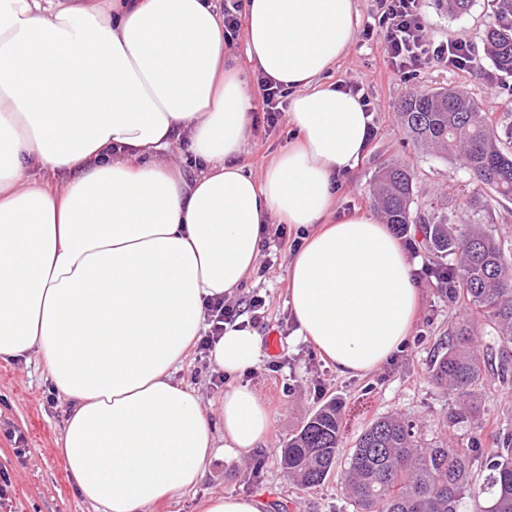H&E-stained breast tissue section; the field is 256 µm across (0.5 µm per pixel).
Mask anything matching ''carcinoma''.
<instances>
[{"mask_svg": "<svg viewBox=\"0 0 512 512\" xmlns=\"http://www.w3.org/2000/svg\"><path fill=\"white\" fill-rule=\"evenodd\" d=\"M485 42L498 71L512 74V21L491 23ZM399 121L407 138L455 162L469 175L464 194L471 221L453 224L448 216H420L413 167L392 159L379 167L373 196L386 223L400 233L416 225L418 246L433 256L437 271L448 273V301L463 299L492 325L504 345L512 344V241L501 240L487 224L491 202L512 196V151L498 145L497 124L468 93L435 89L401 102ZM486 361L465 324L448 337L446 352L432 367L433 380L457 391L458 407L446 417L445 428L474 419L477 395L486 389ZM499 382L512 383V356L501 355ZM336 403L321 406L282 449L288 474L307 487L323 483L336 469L342 443ZM488 475L473 480L468 452L448 441L418 444L413 427L384 416L356 439L345 462V489L354 512H465L466 500L487 501L482 512H512V433L487 452Z\"/></svg>", "mask_w": 512, "mask_h": 512, "instance_id": "1", "label": "carcinoma"}]
</instances>
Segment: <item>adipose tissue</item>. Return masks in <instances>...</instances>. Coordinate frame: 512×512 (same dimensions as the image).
Wrapping results in <instances>:
<instances>
[{
    "instance_id": "obj_1",
    "label": "adipose tissue",
    "mask_w": 512,
    "mask_h": 512,
    "mask_svg": "<svg viewBox=\"0 0 512 512\" xmlns=\"http://www.w3.org/2000/svg\"><path fill=\"white\" fill-rule=\"evenodd\" d=\"M245 11L249 59L288 90L294 137L259 177L238 162L253 92L213 0H0V359L42 357L71 403L74 486L105 512L175 498L265 439L270 414L241 380L254 331L226 328L210 353L229 378L217 409L173 380L209 299L255 270L265 225L318 227L290 262L288 304L339 375L388 361L419 305L388 225L329 218L372 120L325 80L356 39L354 0ZM174 141L186 151L169 155Z\"/></svg>"
}]
</instances>
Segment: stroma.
<instances>
[{
	"label": "stroma",
	"instance_id": "1",
	"mask_svg": "<svg viewBox=\"0 0 512 512\" xmlns=\"http://www.w3.org/2000/svg\"><path fill=\"white\" fill-rule=\"evenodd\" d=\"M355 4L356 40L327 79L363 86L374 107L376 135L357 167L341 175L333 215L339 218L373 210L370 189L376 171L385 160L398 158L414 167L422 198L443 200L453 221H460L464 211L458 188L468 183V175L453 162L407 142L397 118L399 105L412 93L457 88L472 95L480 109L496 119L499 136L504 139L512 135V96L435 62L407 80L388 79L382 43L378 33L371 30L380 14L378 0H355ZM422 6L432 42L462 33L472 46L483 48L485 30L493 19L491 0H471L463 14L452 12L444 0H423ZM262 107L261 96H254L246 143L239 157L245 170L255 174L261 173L291 139L286 119L268 126ZM307 233V228L292 224L279 236L267 231V249L260 251L256 269L235 293L239 299L263 297L265 318L255 331L263 338L272 332L280 338L278 351H262L259 364L243 376L271 414L272 426L264 443L247 454H224L211 460L193 491L146 512H197L202 498L223 492L262 500L265 512H354L340 473L306 488L297 484L280 462L288 439L311 413L332 400L341 411L343 446L338 458L342 461L352 453L361 432L386 414L399 415L412 424L424 444L447 436L460 447L475 442L489 448L498 434L512 432V384H500L493 374L479 399L475 423L444 430L443 422L457 399L433 381L431 370L449 332L458 323L471 321L480 350L493 365L504 346L483 319L471 316L463 301L449 302L435 279L423 275L418 280L421 305L406 346L367 375L337 374L310 341L297 336L288 306V270L294 240ZM213 376L212 369L193 350L174 378L197 388L205 406L212 409L223 393L214 385ZM70 410V401L49 382L41 357L34 354L26 361L0 360V474L11 482L6 496L0 498V512H95L76 493L60 452ZM17 434L22 436V443L14 442Z\"/></svg>",
	"mask_w": 512,
	"mask_h": 512
}]
</instances>
